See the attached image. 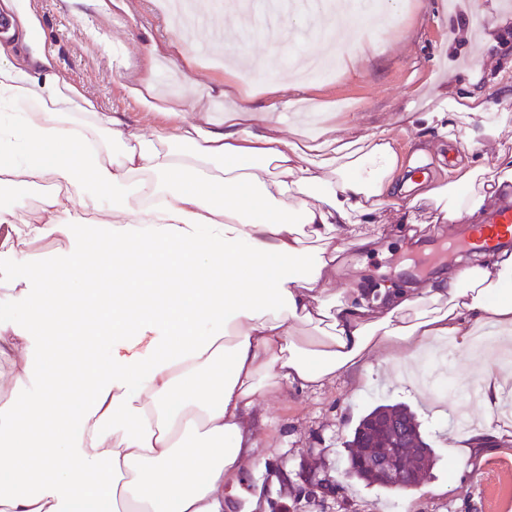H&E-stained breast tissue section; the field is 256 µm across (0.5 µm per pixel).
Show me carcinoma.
Returning a JSON list of instances; mask_svg holds the SVG:
<instances>
[{"mask_svg":"<svg viewBox=\"0 0 512 512\" xmlns=\"http://www.w3.org/2000/svg\"><path fill=\"white\" fill-rule=\"evenodd\" d=\"M391 413L394 416V422L386 431L381 434V441L384 444L397 446L400 448H426V464L423 467V473L430 474V469L434 465V455L431 445L426 440L421 431V424L417 421L414 414L406 407L400 405L379 404L364 415L355 427L352 439L348 447L352 448L348 459V474L356 479L366 482L368 485H377L384 489H396L398 485L386 481L376 474L357 465V460L362 455V445L366 440L368 433V424L383 413Z\"/></svg>","mask_w":512,"mask_h":512,"instance_id":"obj_1","label":"carcinoma"}]
</instances>
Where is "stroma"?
I'll list each match as a JSON object with an SVG mask.
<instances>
[{
  "label": "stroma",
  "instance_id": "obj_1",
  "mask_svg": "<svg viewBox=\"0 0 512 512\" xmlns=\"http://www.w3.org/2000/svg\"><path fill=\"white\" fill-rule=\"evenodd\" d=\"M389 0L396 16L373 29L362 51L345 56L333 75L298 79L296 72L312 49L307 28L291 26L287 39L224 41L219 54L198 55L191 64L174 60L171 67L153 72L156 91H163L170 70H177L185 94L201 96L213 121L227 109L257 110L270 97L262 77L232 78L230 71L245 57L277 52L287 57L276 81L287 103L278 112L280 134L292 130L322 136H362L380 131L394 138L403 156H410L418 139H436L408 121L407 111L425 108L437 90L463 75L492 74L501 58L512 55V9L501 10L499 0ZM10 15L14 30L0 43L13 46L19 57L53 55L64 78L81 87L104 112L125 114L142 134L197 120L195 111L166 113L151 110L132 97L127 87L143 70L149 45L165 47L174 30L163 0H116L111 14L96 11L90 0H0V15ZM497 42L484 43L486 34ZM233 82L229 97L211 96L215 83ZM470 146L476 162L493 165L498 152H512V128L485 144L459 131L456 141L440 149L445 165H452L462 146ZM424 223L421 241L406 249L398 237L393 206L375 213L366 230L379 235L380 248L368 253L352 247V257L368 268L372 283L424 282L446 270V262L431 263L430 242L440 240L437 211L431 201L416 205ZM472 351L456 348L452 356L430 361L435 378L446 379V392L418 390L409 384L400 356H393L374 373L352 372L317 391L282 389L259 402L267 419L260 427L262 459L242 477V487L257 499L249 509L245 499L229 496L231 512H512V437L501 435L495 451L483 461L460 464V434L452 423L461 389L472 380ZM379 404H402L415 413L435 453L429 477L413 491H388L351 478L346 473L347 446L359 419Z\"/></svg>",
  "mask_w": 512,
  "mask_h": 512
}]
</instances>
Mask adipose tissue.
<instances>
[{"mask_svg": "<svg viewBox=\"0 0 512 512\" xmlns=\"http://www.w3.org/2000/svg\"><path fill=\"white\" fill-rule=\"evenodd\" d=\"M442 91L420 112L445 139L512 127V83ZM240 108L144 136L100 111L51 59L0 44V188L44 189L38 223L0 203V369L23 362L0 403V512H224V488L257 460V400L372 373L399 351L512 335V253L461 259L425 283L328 282L393 183L451 224L512 197V153L443 178L398 179L385 133L300 143ZM65 248L36 265L33 242Z\"/></svg>", "mask_w": 512, "mask_h": 512, "instance_id": "ef3b65f1", "label": "adipose tissue"}]
</instances>
